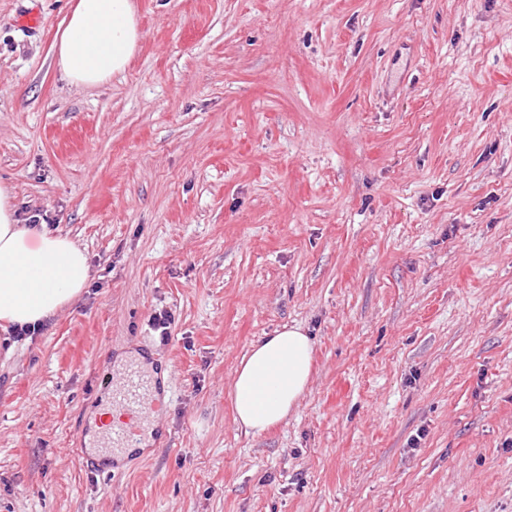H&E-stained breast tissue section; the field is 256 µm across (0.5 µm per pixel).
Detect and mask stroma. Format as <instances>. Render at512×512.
I'll list each match as a JSON object with an SVG mask.
<instances>
[{"mask_svg": "<svg viewBox=\"0 0 512 512\" xmlns=\"http://www.w3.org/2000/svg\"><path fill=\"white\" fill-rule=\"evenodd\" d=\"M73 2L0 0V184L90 264L0 326V512H512V0H134L98 88L55 65ZM286 325L309 385L245 433ZM133 350L170 375L152 440L88 475ZM312 360L313 345L301 326H283L254 344L230 392L239 426L258 435L284 422L310 381Z\"/></svg>", "mask_w": 512, "mask_h": 512, "instance_id": "35a3bbf8", "label": "stroma"}]
</instances>
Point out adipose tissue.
<instances>
[{
    "label": "adipose tissue",
    "mask_w": 512,
    "mask_h": 512,
    "mask_svg": "<svg viewBox=\"0 0 512 512\" xmlns=\"http://www.w3.org/2000/svg\"><path fill=\"white\" fill-rule=\"evenodd\" d=\"M142 34L132 0H76L54 39L56 66L77 87H96L123 73ZM14 192L0 185V321L42 326L77 299L90 279L85 251L46 228L18 222ZM313 345L299 326H283L254 344L236 371L234 419L258 435L284 422L312 374Z\"/></svg>",
    "instance_id": "1"
}]
</instances>
